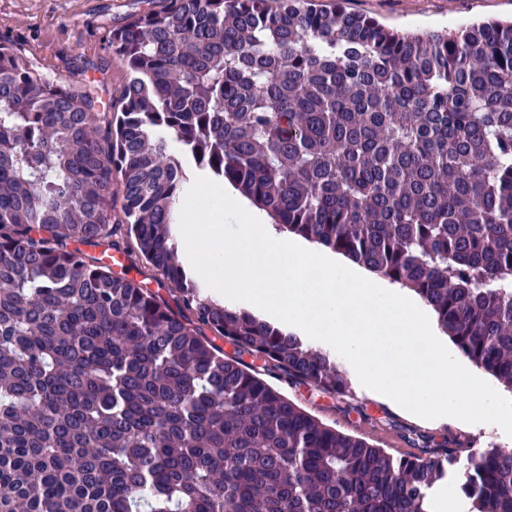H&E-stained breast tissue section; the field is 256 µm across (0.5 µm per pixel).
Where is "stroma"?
Listing matches in <instances>:
<instances>
[{
    "label": "stroma",
    "instance_id": "stroma-1",
    "mask_svg": "<svg viewBox=\"0 0 512 512\" xmlns=\"http://www.w3.org/2000/svg\"><path fill=\"white\" fill-rule=\"evenodd\" d=\"M343 2L348 11L376 19L404 33L454 30L479 20H512V0H311L328 9ZM158 0H0V32L12 29L32 38L38 57L51 72L79 83L95 78L94 69L78 71L76 58L97 46L104 18L120 24L130 12L151 8ZM346 394L329 396L303 387L283 386L296 404L337 430L361 436L393 455L410 452L403 433L463 440L464 452L479 451L487 443L512 449V437L493 424L464 430L449 421L427 423L416 415L367 396L354 374L346 376Z\"/></svg>",
    "mask_w": 512,
    "mask_h": 512
}]
</instances>
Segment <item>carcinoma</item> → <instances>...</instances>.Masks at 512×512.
I'll return each instance as SVG.
<instances>
[{
	"label": "carcinoma",
	"instance_id": "carcinoma-1",
	"mask_svg": "<svg viewBox=\"0 0 512 512\" xmlns=\"http://www.w3.org/2000/svg\"><path fill=\"white\" fill-rule=\"evenodd\" d=\"M101 49L118 90L0 33V512H433L450 474L467 512H512V451L419 434L394 456L288 399L265 374L343 395L339 364L215 303L170 233L188 170L226 180L414 291L512 389V22L162 0ZM127 270V274L122 275L134 279L139 283L147 284V286L151 288L153 291H158L163 297H167L165 290L166 288H164V286H161V284L155 278L156 273L152 268H149L148 266L142 263L133 266L129 262V269Z\"/></svg>",
	"mask_w": 512,
	"mask_h": 512
}]
</instances>
